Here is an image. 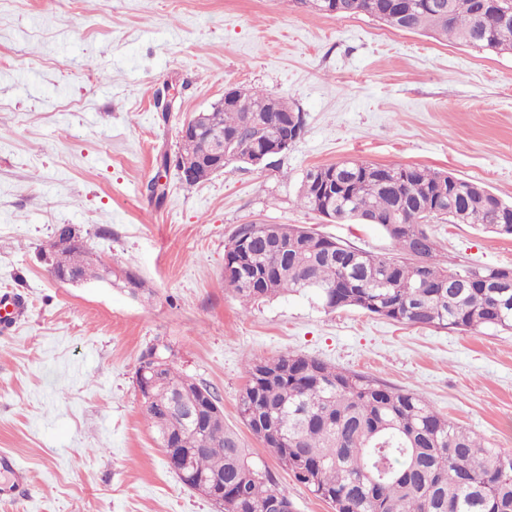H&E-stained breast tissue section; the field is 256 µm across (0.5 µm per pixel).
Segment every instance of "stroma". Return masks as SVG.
Wrapping results in <instances>:
<instances>
[{
  "instance_id": "1",
  "label": "stroma",
  "mask_w": 512,
  "mask_h": 512,
  "mask_svg": "<svg viewBox=\"0 0 512 512\" xmlns=\"http://www.w3.org/2000/svg\"><path fill=\"white\" fill-rule=\"evenodd\" d=\"M231 86L287 99L303 137L271 167L233 163L192 187L169 171L165 198L149 199L183 120ZM342 160L447 171L511 202L512 54L292 0H0V293L28 299L0 334V450L29 476L0 512H216L171 471L144 416L135 371L153 346L215 389L294 512L332 510L243 423L250 358L301 354L412 390L512 453V330L403 325L309 293L245 305L225 288L224 248L249 221L392 254L377 225L300 205L306 171ZM60 224L144 293L56 281L41 250ZM428 231L459 266L512 269L511 236Z\"/></svg>"
}]
</instances>
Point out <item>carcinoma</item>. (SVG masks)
<instances>
[{"label": "carcinoma", "instance_id": "carcinoma-1", "mask_svg": "<svg viewBox=\"0 0 512 512\" xmlns=\"http://www.w3.org/2000/svg\"><path fill=\"white\" fill-rule=\"evenodd\" d=\"M340 16L365 9L405 32H424L482 51L512 52V14L496 11L487 31L475 36L477 0H405L408 16L388 19L391 0H341ZM302 113L282 97L249 89L211 113V123L241 145L275 135L278 113ZM269 124L251 131L250 115ZM205 152L202 138L182 140L176 159L193 162ZM300 203L339 222L378 226L396 254L379 256L295 224H241L224 251V284L251 303L285 293L313 292L329 311L355 308L420 327L476 331L512 330V287L497 288L512 269L460 267L438 254L426 224H474L512 236V204L479 182L412 165L347 160L315 166L299 187ZM83 242L65 252L63 264L83 270ZM247 381L238 411L269 452L315 498L334 512H512V454L439 413L418 393L389 387L354 371L299 354L245 364ZM147 419L158 435L180 431L192 448L187 471L224 482V512H262L277 502L288 509V489L262 462L246 453L224 422L189 424L168 411L185 393L202 404L219 402L210 386L168 360L156 371Z\"/></svg>", "mask_w": 512, "mask_h": 512}]
</instances>
